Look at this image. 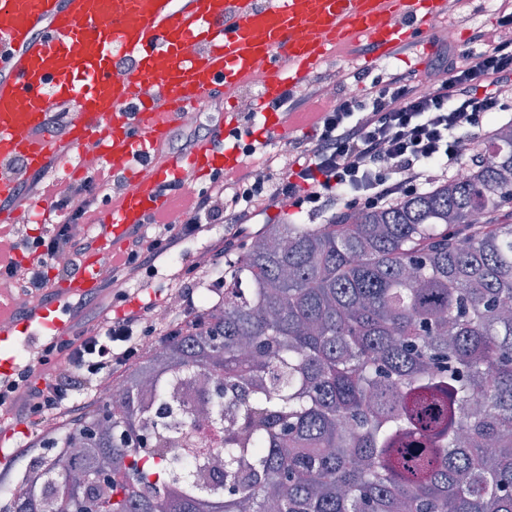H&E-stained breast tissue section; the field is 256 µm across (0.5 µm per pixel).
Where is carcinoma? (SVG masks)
<instances>
[{
  "mask_svg": "<svg viewBox=\"0 0 512 512\" xmlns=\"http://www.w3.org/2000/svg\"><path fill=\"white\" fill-rule=\"evenodd\" d=\"M469 176L326 224H265L221 300L89 405L5 512H512V118ZM213 381L224 471L175 387ZM183 441L173 458L164 447ZM149 438L151 448L130 441ZM112 472L104 487L86 478Z\"/></svg>",
  "mask_w": 512,
  "mask_h": 512,
  "instance_id": "1",
  "label": "carcinoma"
}]
</instances>
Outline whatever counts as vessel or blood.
Returning <instances> with one entry per match:
<instances>
[{"label":"vessel or blood","instance_id":"vessel-or-blood-1","mask_svg":"<svg viewBox=\"0 0 512 512\" xmlns=\"http://www.w3.org/2000/svg\"><path fill=\"white\" fill-rule=\"evenodd\" d=\"M451 0H0V160L22 159L31 172H74L96 150L130 187L104 219L95 250L60 281L51 299L15 320L0 302V381L20 351H34L68 327L65 301L98 293L102 255L125 233L167 208L161 185L185 169L209 175L238 166L223 141L238 125L225 111L215 139L185 156L142 157L167 142L185 107H202L216 89L248 85L264 61L259 134L277 141L293 126L272 104L301 86L337 48L366 39L371 60L422 42ZM129 58L125 69L116 56ZM74 109L63 139L44 125L53 104Z\"/></svg>","mask_w":512,"mask_h":512}]
</instances>
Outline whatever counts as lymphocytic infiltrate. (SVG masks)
<instances>
[{
	"label": "lymphocytic infiltrate",
	"instance_id": "1",
	"mask_svg": "<svg viewBox=\"0 0 512 512\" xmlns=\"http://www.w3.org/2000/svg\"><path fill=\"white\" fill-rule=\"evenodd\" d=\"M498 24L477 28L473 47L441 48L430 72V87L405 74L384 71L351 97L327 102L323 91L329 77L301 90H289L273 102V110L299 116L300 135L289 138L286 151L271 150L254 139L252 130L235 131L234 146L242 161L226 176L214 172L206 188L187 193L184 181L166 184L164 195L181 208L172 222L152 215L125 237L112 263V302L117 316L83 317L89 299L70 303L73 322L64 337L54 339L35 363H23L14 379L0 386V406L12 412V424L23 440L14 458L45 447L46 418L70 427L82 410L81 395L97 396L100 388L130 369L144 351L146 338L161 341L174 335L198 311L194 276L200 269L224 265V257L242 236L246 224L273 205L288 203L310 219H326L354 209L384 207L418 194L436 179L456 173L463 165L461 145L466 136L484 130L491 119L512 108V0H497ZM259 162L265 180L253 176ZM24 195L49 202L55 212L71 211L66 223L49 225L39 236L10 231L9 247L31 257L29 266L9 260V278L21 281L27 294L45 290L51 277L72 274L76 256L93 249L94 233L75 235L73 222L96 221L93 203L75 205L57 184L41 181L20 185ZM224 227L202 262L179 269L176 311L158 319V308L146 302L128 306L129 283L168 268L187 240L208 236L213 225Z\"/></svg>",
	"mask_w": 512,
	"mask_h": 512
}]
</instances>
